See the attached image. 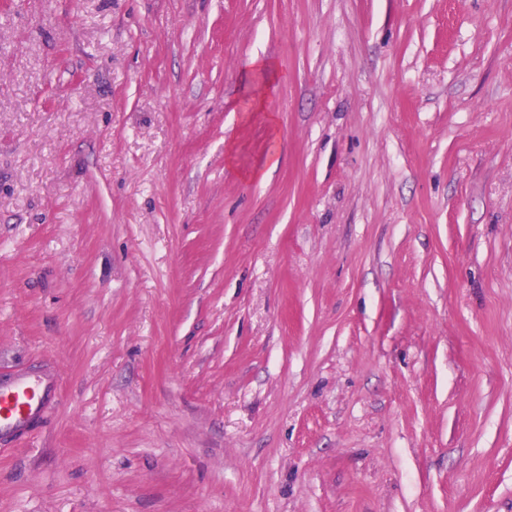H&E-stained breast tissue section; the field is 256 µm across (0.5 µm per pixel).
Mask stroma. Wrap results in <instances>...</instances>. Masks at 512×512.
I'll use <instances>...</instances> for the list:
<instances>
[{"label":"stroma","mask_w":512,"mask_h":512,"mask_svg":"<svg viewBox=\"0 0 512 512\" xmlns=\"http://www.w3.org/2000/svg\"><path fill=\"white\" fill-rule=\"evenodd\" d=\"M45 364L0 512H512V0H0Z\"/></svg>","instance_id":"35a3bbf8"}]
</instances>
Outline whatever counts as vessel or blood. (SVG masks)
Segmentation results:
<instances>
[{"label":"vessel or blood","instance_id":"1","mask_svg":"<svg viewBox=\"0 0 512 512\" xmlns=\"http://www.w3.org/2000/svg\"><path fill=\"white\" fill-rule=\"evenodd\" d=\"M59 398V374L54 368L39 373L17 370L0 373V445L31 435Z\"/></svg>","mask_w":512,"mask_h":512}]
</instances>
